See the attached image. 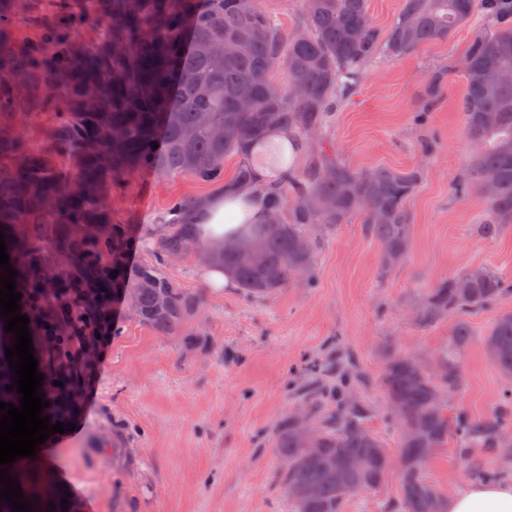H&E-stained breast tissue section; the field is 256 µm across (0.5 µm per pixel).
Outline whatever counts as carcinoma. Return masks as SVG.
<instances>
[{
	"mask_svg": "<svg viewBox=\"0 0 512 512\" xmlns=\"http://www.w3.org/2000/svg\"><path fill=\"white\" fill-rule=\"evenodd\" d=\"M367 2L305 0L304 21L285 32L256 0H0V232L26 297H42L56 258L65 262L64 287L73 280L100 283V256L107 252L118 272L112 286L131 293L136 316L160 336L188 335L202 299L174 281L165 265L213 245L194 222L202 198L172 201L155 264L130 289L122 263L133 242L123 225L112 223L105 188L144 168L220 183L224 159L241 155L247 143L260 146L264 157L282 156L263 140L274 126L293 131L308 146L310 162L302 171L285 169L268 190L266 223L252 225L237 249L214 251L211 261L231 271L248 299L270 297L297 279L311 287L325 231L359 214L381 245L382 272L394 271L409 253L406 201L421 183V170L355 169L323 147L322 129L370 63L446 40L480 10L494 26L474 37L461 60L463 123L473 153L454 193L463 196L474 187L483 194L478 238L493 239L511 227L512 0H402L382 33ZM20 21L30 32L18 31ZM83 26L97 29L98 36L81 39ZM239 37L246 38V50H215ZM276 70L285 83L273 81ZM489 71L497 73L494 84L483 81ZM245 84L253 96L242 109L238 93ZM43 112L56 114L49 151L23 134V120ZM490 181L494 192L488 194ZM323 198L332 199L334 208L314 206ZM85 224L98 226L101 236L82 237ZM257 251L264 257L260 265L253 261ZM509 293L512 284L485 266L437 282L416 309L422 323L456 317L437 371L428 373L407 356L388 362L382 388L403 462L399 512H444L425 468L448 441L463 455L471 448L512 454L502 444L512 433L511 394L504 411L490 418L448 414V395L462 382L460 352L473 336L468 317ZM485 346L492 364L512 381L511 311L499 314ZM338 372L344 366L335 361L318 366L301 408L318 452L308 450L292 415L273 433L295 512H344L350 493L379 488L392 467L390 449L366 427L350 391L338 406L326 408L329 380ZM12 378L11 369L0 370V399L6 402L16 401V390H6ZM467 475L493 481L502 473L480 462L469 465ZM43 488V473L25 474L22 495L31 512H63V501L45 498Z\"/></svg>",
	"mask_w": 512,
	"mask_h": 512,
	"instance_id": "obj_1",
	"label": "carcinoma"
}]
</instances>
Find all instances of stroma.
I'll list each match as a JSON object with an SVG mask.
<instances>
[{"label":"stroma","instance_id":"obj_1","mask_svg":"<svg viewBox=\"0 0 512 512\" xmlns=\"http://www.w3.org/2000/svg\"><path fill=\"white\" fill-rule=\"evenodd\" d=\"M490 24L485 13L445 41L397 60L371 63L356 90L336 109L323 138L352 167L384 165L423 170L409 199L413 224L408 257L393 272L380 268V244L360 217L325 235L316 282H297L266 299L236 288H210L202 266L187 258L169 266L182 287L202 296L200 335H157L123 299L93 402L74 431L40 451L39 469L77 512H293L280 480L273 431L301 404L311 368L342 361L356 378L352 394L368 429L387 447L398 434L387 417L381 379L390 357L434 364L450 341L453 319L425 325L411 309L428 288L470 266H487L512 281V227L492 240L473 233L486 206L477 190L455 196L472 145L460 100L464 73L456 62ZM450 73L435 102L425 93L435 68ZM427 112L424 124L414 115ZM435 147L429 158L420 141ZM219 185L188 174L147 168L113 181L112 220L134 242L128 282H136L164 231L170 200L208 196ZM512 311V294L470 317L473 338L462 352L463 379L449 411L476 419L499 411L511 385L493 366L484 338L499 313ZM467 464L455 447L439 452L426 475L452 492ZM401 497L397 473L374 490L352 493L344 512H389Z\"/></svg>","mask_w":512,"mask_h":512}]
</instances>
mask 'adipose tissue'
Wrapping results in <instances>:
<instances>
[{"instance_id":"obj_1","label":"adipose tissue","mask_w":512,"mask_h":512,"mask_svg":"<svg viewBox=\"0 0 512 512\" xmlns=\"http://www.w3.org/2000/svg\"><path fill=\"white\" fill-rule=\"evenodd\" d=\"M276 179L275 172L258 166L250 184H232L224 194L208 198L199 219L204 235L216 241L239 239L250 225L265 223L266 191ZM445 512H512V480L460 486L448 496Z\"/></svg>"}]
</instances>
